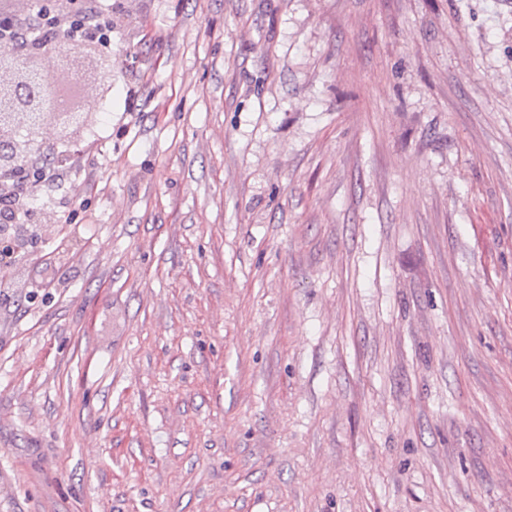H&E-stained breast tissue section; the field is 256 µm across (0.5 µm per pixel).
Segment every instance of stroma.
<instances>
[{
    "label": "stroma",
    "mask_w": 512,
    "mask_h": 512,
    "mask_svg": "<svg viewBox=\"0 0 512 512\" xmlns=\"http://www.w3.org/2000/svg\"><path fill=\"white\" fill-rule=\"evenodd\" d=\"M111 3L0 512H512V0Z\"/></svg>",
    "instance_id": "1"
}]
</instances>
